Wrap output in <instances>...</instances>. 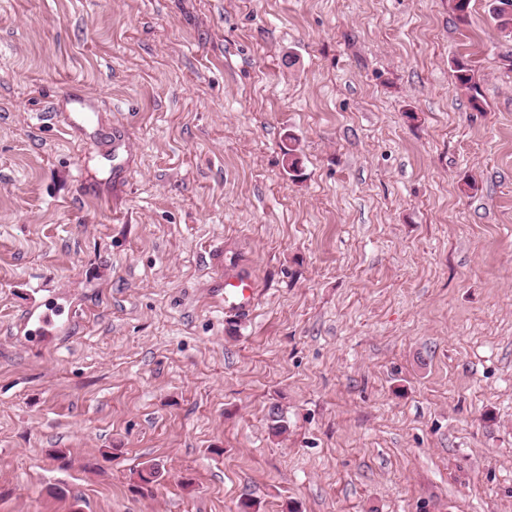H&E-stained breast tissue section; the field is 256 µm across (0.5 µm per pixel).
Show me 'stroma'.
I'll list each match as a JSON object with an SVG mask.
<instances>
[{"label":"stroma","mask_w":512,"mask_h":512,"mask_svg":"<svg viewBox=\"0 0 512 512\" xmlns=\"http://www.w3.org/2000/svg\"><path fill=\"white\" fill-rule=\"evenodd\" d=\"M488 4L0 0V512H512ZM451 68L455 74L457 85L466 90L469 95V100L472 108L481 110L482 104L480 100V90L476 80L475 68L473 61L467 57H456L451 61ZM224 306L240 314H250L252 306V283L239 276H228L224 279ZM228 288V289H227Z\"/></svg>","instance_id":"35a3bbf8"}]
</instances>
